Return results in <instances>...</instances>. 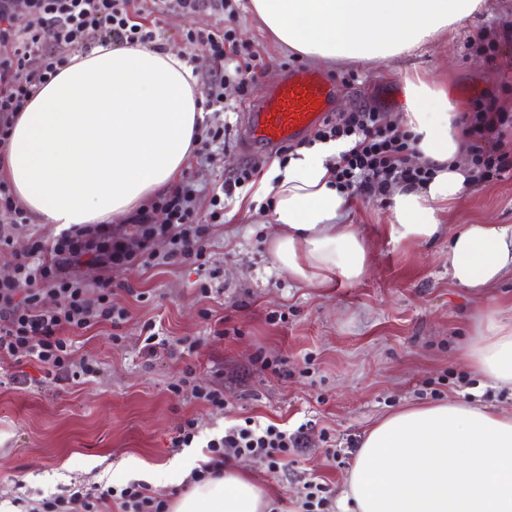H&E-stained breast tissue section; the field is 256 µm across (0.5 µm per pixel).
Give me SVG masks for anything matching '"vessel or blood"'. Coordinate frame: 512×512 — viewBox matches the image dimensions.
Listing matches in <instances>:
<instances>
[{"instance_id": "b4317fda", "label": "vessel or blood", "mask_w": 512, "mask_h": 512, "mask_svg": "<svg viewBox=\"0 0 512 512\" xmlns=\"http://www.w3.org/2000/svg\"><path fill=\"white\" fill-rule=\"evenodd\" d=\"M337 93L336 82L325 73L290 70L276 86L259 89L239 140L271 148L293 143L327 118Z\"/></svg>"}]
</instances>
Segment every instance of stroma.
Instances as JSON below:
<instances>
[{"instance_id": "35a3bbf8", "label": "stroma", "mask_w": 512, "mask_h": 512, "mask_svg": "<svg viewBox=\"0 0 512 512\" xmlns=\"http://www.w3.org/2000/svg\"><path fill=\"white\" fill-rule=\"evenodd\" d=\"M236 20L266 67L263 86L277 84L307 59L278 44L238 0ZM219 18L205 8L161 16L163 48L185 49L198 77L219 65L197 44L189 28L208 29ZM512 0H492L466 20L453 42H435L412 54L365 65L340 62L326 72L340 85L332 116L368 106L396 123L404 99L402 76L419 71L448 83L451 95L495 100L512 110ZM492 43L495 54L477 52L472 39ZM249 97L236 83L224 85L222 112L211 126L224 141L192 154L199 216L210 210L214 188L233 186L231 216L210 227L211 261L205 269L171 264L115 273L122 287L112 297L128 319L120 329L102 324L76 336L72 358L91 363L85 379L50 382L33 362L0 366V512L15 498L39 500L67 488L102 484L123 488L144 482L164 494L182 493L185 449L172 438L187 419H197L194 455L226 428L253 419L294 431L305 443L272 471L250 456L231 457L262 486L271 512H301L307 482L321 484L329 512H337L344 480L366 432L404 405L448 400L512 412V394L494 389L455 359L486 299L512 304V275L493 287L473 290L448 277V243L458 224L512 225V170L498 180L466 184L442 216L441 233L425 244L389 241L384 226L390 200L355 197L350 223L365 235L370 272L358 281L337 278L313 288L278 270L268 250L276 232L268 213L237 208L255 184L234 186L238 171L262 173L287 154L240 146ZM155 323L164 344L156 356L142 351V326ZM219 389L223 409L175 390L180 378ZM339 449L331 457L330 449ZM164 469L156 480L155 469Z\"/></svg>"}]
</instances>
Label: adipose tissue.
<instances>
[{
	"label": "adipose tissue",
	"mask_w": 512,
	"mask_h": 512,
	"mask_svg": "<svg viewBox=\"0 0 512 512\" xmlns=\"http://www.w3.org/2000/svg\"><path fill=\"white\" fill-rule=\"evenodd\" d=\"M280 44L312 61L366 64L396 58L458 29L489 0H249ZM400 122L432 169L424 185L391 187L396 244L432 240L446 205L468 173L459 159L470 141L463 98L439 81L403 78ZM195 69L172 50L97 45L72 54L13 123L0 151V179L38 224L64 230L107 224L167 190L186 168L208 110ZM347 145L322 142L256 184L255 202L271 201L275 265L316 287L333 275L363 278L366 239L348 223L353 200L336 186L334 166ZM512 274V225L464 224L448 246L458 285L489 287ZM469 368L512 391V319L491 305L459 352ZM343 512H512V415L455 401L410 406L382 419L362 441L347 478ZM263 491L246 474L225 471L192 485L171 512H264Z\"/></svg>",
	"instance_id": "1"
}]
</instances>
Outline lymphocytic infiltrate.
<instances>
[{
    "instance_id": "1",
    "label": "lymphocytic infiltrate",
    "mask_w": 512,
    "mask_h": 512,
    "mask_svg": "<svg viewBox=\"0 0 512 512\" xmlns=\"http://www.w3.org/2000/svg\"><path fill=\"white\" fill-rule=\"evenodd\" d=\"M208 6L226 13V21L209 30L187 29L184 36L225 65L203 86L207 108L220 112L227 80H236L241 93L248 95L256 90L265 68L252 44L238 35L232 0H27L28 20L20 30L12 24L14 0H0V146L9 139L15 115L39 85L67 64L57 46L84 50L105 42L150 47L161 33L136 21V14H192ZM468 122L473 135L469 182L501 178L512 169L501 150L502 138L512 128V113L490 110L478 100ZM317 136L350 141L334 170L337 187L348 194L377 196L392 184H424L432 176L430 167L407 165L408 135L385 123L383 114L375 110L360 107L326 120ZM197 193L189 178L160 197L156 205L166 215L162 224L153 223L145 209L127 226L74 224L51 241L36 239L28 249L15 252L11 272L0 277V362L34 361L58 381L93 374L89 365H74L71 336L104 322L117 328L126 320V311L112 304V272L175 263L202 268L208 263V226L223 219L224 199L213 194L209 222L204 225L195 211ZM86 265L101 269L95 282L80 276ZM48 294L56 297L55 306H45ZM298 444L297 433L250 420L209 439L210 458L191 472L190 480L223 476L226 460L239 455L268 460L274 467ZM114 499L121 512H169L168 500L140 482L120 490L77 487L69 495L37 501L28 512H101L102 505Z\"/></svg>"
}]
</instances>
